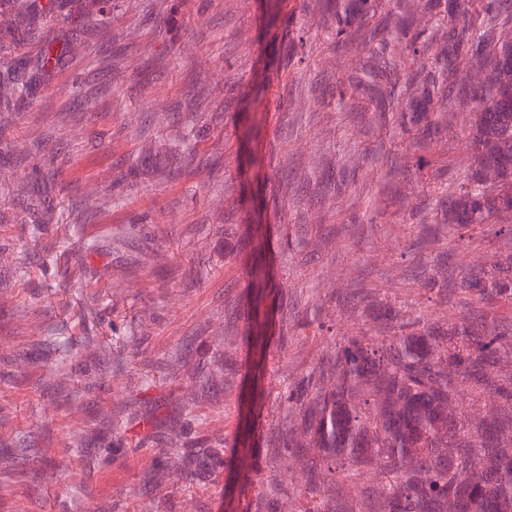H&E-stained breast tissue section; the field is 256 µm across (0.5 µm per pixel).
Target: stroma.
<instances>
[{
    "mask_svg": "<svg viewBox=\"0 0 512 512\" xmlns=\"http://www.w3.org/2000/svg\"><path fill=\"white\" fill-rule=\"evenodd\" d=\"M27 5L0 0V73L24 56L32 84L0 99V512H315L269 440L359 324L353 289L440 316L419 286L440 254L457 270L512 244L445 224L417 249L422 177L377 219L404 150L377 112L329 104L363 53L335 60L313 28L288 70V15L314 24L317 0L272 24L263 0ZM474 110L452 102L427 155L452 188Z\"/></svg>",
    "mask_w": 512,
    "mask_h": 512,
    "instance_id": "35a3bbf8",
    "label": "stroma"
}]
</instances>
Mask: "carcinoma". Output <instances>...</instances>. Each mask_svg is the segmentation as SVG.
<instances>
[{
	"label": "carcinoma",
	"mask_w": 512,
	"mask_h": 512,
	"mask_svg": "<svg viewBox=\"0 0 512 512\" xmlns=\"http://www.w3.org/2000/svg\"><path fill=\"white\" fill-rule=\"evenodd\" d=\"M506 2L319 0L328 51L367 52L361 69L336 83L338 108L373 103L398 130L407 166L428 167L424 153L448 129L452 95L478 106L466 140L470 173L440 196L432 219L457 225L462 237L485 227L512 240V36L480 34ZM311 51L306 25L293 21L288 65L301 69ZM24 68L16 60L0 86L27 92ZM421 287L470 311L407 319L386 297L361 290L360 334L344 337L288 391L295 416L280 424L276 447L312 455L304 485L322 500L316 512H512V374L502 366L512 322L486 312L512 302V251L452 277L440 261ZM489 396L496 407L469 418L463 404ZM361 475L372 483L346 499L341 481Z\"/></svg>",
	"instance_id": "1"
}]
</instances>
